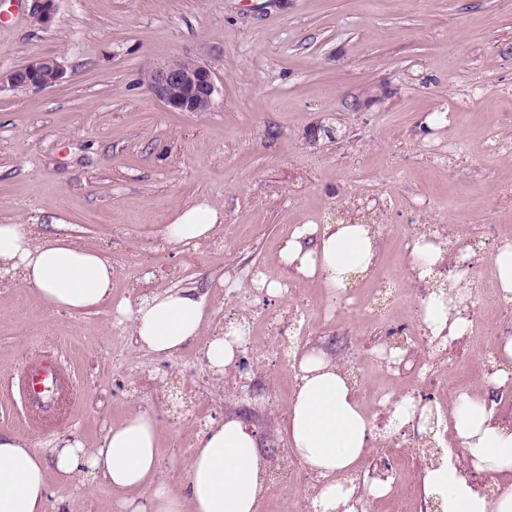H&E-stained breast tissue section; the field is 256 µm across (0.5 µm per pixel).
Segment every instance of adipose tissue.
Listing matches in <instances>:
<instances>
[{"instance_id": "1", "label": "adipose tissue", "mask_w": 512, "mask_h": 512, "mask_svg": "<svg viewBox=\"0 0 512 512\" xmlns=\"http://www.w3.org/2000/svg\"><path fill=\"white\" fill-rule=\"evenodd\" d=\"M223 221L221 207L199 200L176 210L160 238L169 245L194 246L212 238ZM280 256L293 275L319 280L332 294L371 270L375 235L366 224H300ZM1 274L30 288L51 313L82 315L113 301L108 256L69 237L45 235L30 224L0 223ZM448 288V293H432L421 301L423 323L435 337L463 335L471 323L459 280L449 279ZM114 303L115 321L128 324L136 348L158 356L180 352L199 335L207 317L204 297L190 288L153 291L134 304ZM248 332L241 316L206 343L205 357L215 374L234 365ZM451 425L469 466L449 460L427 470L423 495L435 500L441 512H512V427L499 422L478 395L460 397ZM157 433L156 418L136 408L110 425L96 448L71 436L53 447L35 448L0 426V512H45L51 469L67 481L80 478L90 486L125 492L122 512H256L266 461L255 433L238 418L229 416L210 426L176 488L161 471ZM283 434L295 459L321 484L315 508L357 512L356 488L346 477L367 453L373 427L348 377L326 355L300 352ZM471 470L498 483L495 497L471 482ZM144 486L150 489L147 499L129 497V490Z\"/></svg>"}]
</instances>
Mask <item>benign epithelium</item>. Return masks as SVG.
Returning <instances> with one entry per match:
<instances>
[{"instance_id": "1", "label": "benign epithelium", "mask_w": 512, "mask_h": 512, "mask_svg": "<svg viewBox=\"0 0 512 512\" xmlns=\"http://www.w3.org/2000/svg\"><path fill=\"white\" fill-rule=\"evenodd\" d=\"M56 10V0H30L31 19L49 24ZM64 67L55 56H40L6 72H0V88L47 87L60 83ZM152 94L174 112H207L216 100L217 87L208 65L194 60L189 67L168 63L150 74Z\"/></svg>"}]
</instances>
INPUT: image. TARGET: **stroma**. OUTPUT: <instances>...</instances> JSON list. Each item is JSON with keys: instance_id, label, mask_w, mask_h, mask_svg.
Here are the masks:
<instances>
[{"instance_id": "35a3bbf8", "label": "stroma", "mask_w": 512, "mask_h": 512, "mask_svg": "<svg viewBox=\"0 0 512 512\" xmlns=\"http://www.w3.org/2000/svg\"><path fill=\"white\" fill-rule=\"evenodd\" d=\"M58 56L63 81L0 90V219L41 222L112 260V295L135 301L151 288H192L207 299L200 336L170 357L135 348L113 326L111 307L72 316L48 313L20 283L0 284V375L57 353L78 388L58 399L47 424L0 385V425L40 448L77 435L97 447L106 428L140 407L157 419L162 469L178 484L205 423L240 410L270 453L285 456L282 424L296 383L275 357L259 361L266 388L246 395L237 370L214 376L206 342L243 315L257 342L264 325L290 317L307 326L304 347L357 367V399L416 386L379 362L386 326L358 308L379 280L400 295L395 322L418 329L419 283L407 271L406 242L428 215L444 212L454 247L467 237L511 243L495 214L498 185L512 181V155L492 154L489 131L512 140V0H58L50 25L28 12L0 23V70ZM178 58L214 72L215 106L169 111L148 87L150 72ZM469 98L462 124L424 131L426 115ZM464 140L455 165L428 151ZM391 197L375 225L378 262L356 280L350 304L317 282L273 298L252 288V271L282 279L279 251L294 225L325 224L354 197ZM205 198L224 223L197 247L162 246L158 235L180 207ZM496 290L491 263L469 277L474 339L459 338L436 361L448 383L481 391L480 346L512 335L483 298ZM352 319L343 347L328 318ZM310 475L283 473L257 512H287L288 496L311 499ZM102 486L49 481L46 512H120Z\"/></svg>"}]
</instances>
